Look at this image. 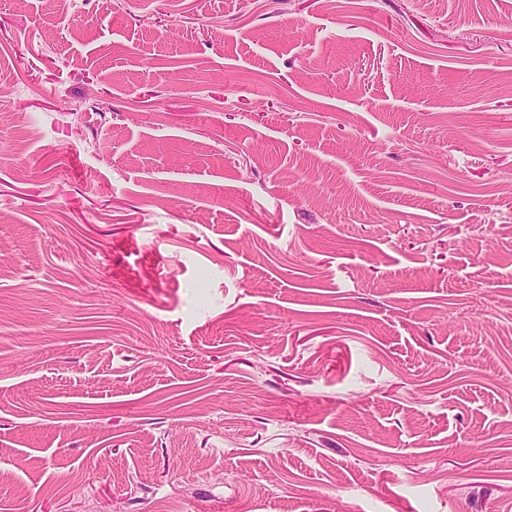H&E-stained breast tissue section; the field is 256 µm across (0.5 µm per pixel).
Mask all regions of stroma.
I'll return each mask as SVG.
<instances>
[{
    "label": "stroma",
    "instance_id": "35a3bbf8",
    "mask_svg": "<svg viewBox=\"0 0 512 512\" xmlns=\"http://www.w3.org/2000/svg\"><path fill=\"white\" fill-rule=\"evenodd\" d=\"M0 512H512V0H0Z\"/></svg>",
    "mask_w": 512,
    "mask_h": 512
}]
</instances>
